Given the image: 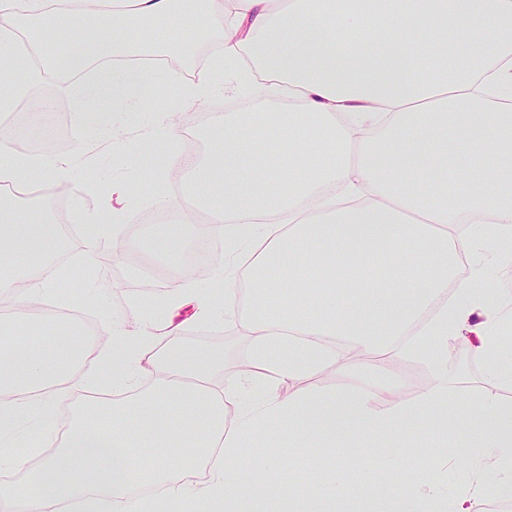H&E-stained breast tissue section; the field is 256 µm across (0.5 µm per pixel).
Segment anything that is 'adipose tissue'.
I'll use <instances>...</instances> for the list:
<instances>
[{
  "label": "adipose tissue",
  "mask_w": 512,
  "mask_h": 512,
  "mask_svg": "<svg viewBox=\"0 0 512 512\" xmlns=\"http://www.w3.org/2000/svg\"><path fill=\"white\" fill-rule=\"evenodd\" d=\"M0 0V69L22 79L0 97L13 111L57 78L73 105L76 134L113 133L114 112L139 122V100L158 72L138 60L178 56L198 34L217 50L183 97L216 92L213 75L251 83L272 102L278 159L245 155L225 117L203 159L187 169L211 222L210 245L250 239L235 274L198 297L207 321L233 316L239 278L250 286L243 322L252 338L248 373L216 385L220 355L197 347L150 349L149 325L108 323L114 351L98 357L89 383L112 387L53 453L30 459L21 438L50 442V403L75 374L70 342L35 334L0 346V469L19 484L0 489V512H270L259 483L231 479L235 467L263 470L260 433L287 430L307 445L370 448L395 468L416 420L434 438L417 467L442 479L382 483L385 512H479L490 493H512V358L500 333L512 300L490 285L488 242H512V0ZM190 19L195 33L159 37L162 21ZM67 49L52 51L59 30ZM420 59L412 76L411 59ZM96 67L93 82L75 76ZM60 158L9 155L0 184L23 187L63 174ZM59 225L37 205L0 197V292L25 283L52 296L47 275ZM465 276H458L459 266ZM360 340L367 357H413L438 383L420 400L384 409L375 402L398 380H356L347 389L279 387L337 362L334 340ZM478 357L488 384L471 409L454 410L448 348ZM202 467L204 486L183 479ZM364 512V494L345 478L308 475L289 491L290 512H335L337 501Z\"/></svg>",
  "instance_id": "adipose-tissue-1"
}]
</instances>
